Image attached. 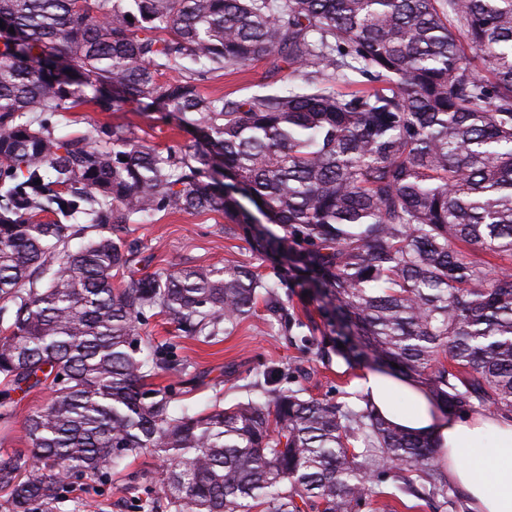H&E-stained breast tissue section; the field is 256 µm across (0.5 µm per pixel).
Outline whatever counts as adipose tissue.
Here are the masks:
<instances>
[{
	"label": "adipose tissue",
	"mask_w": 512,
	"mask_h": 512,
	"mask_svg": "<svg viewBox=\"0 0 512 512\" xmlns=\"http://www.w3.org/2000/svg\"><path fill=\"white\" fill-rule=\"evenodd\" d=\"M360 385L386 421L436 442L438 462L468 512H512V419L479 409L441 419L425 390L398 374L370 371Z\"/></svg>",
	"instance_id": "adipose-tissue-1"
}]
</instances>
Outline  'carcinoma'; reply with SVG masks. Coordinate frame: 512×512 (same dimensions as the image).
I'll use <instances>...</instances> for the list:
<instances>
[{"label":"carcinoma","instance_id":"obj_1","mask_svg":"<svg viewBox=\"0 0 512 512\" xmlns=\"http://www.w3.org/2000/svg\"><path fill=\"white\" fill-rule=\"evenodd\" d=\"M268 57L288 64L280 86L201 93ZM85 102H134L198 144L159 150L112 123L58 135ZM162 211L219 212L262 253L293 255L347 361L395 363L448 411L512 418V0H0V419L8 390L50 382L21 419L27 451L0 455L5 510L56 512L62 477L146 452L170 461L151 512H358L385 474L448 504L428 439L281 388L276 368L265 401L199 413L144 390L183 371L140 336L145 310L210 338L282 286L218 263L118 288L131 245L70 248L76 224ZM271 311L313 345L312 321Z\"/></svg>","mask_w":512,"mask_h":512}]
</instances>
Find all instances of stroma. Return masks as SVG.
<instances>
[{
	"label": "stroma",
	"mask_w": 512,
	"mask_h": 512,
	"mask_svg": "<svg viewBox=\"0 0 512 512\" xmlns=\"http://www.w3.org/2000/svg\"><path fill=\"white\" fill-rule=\"evenodd\" d=\"M288 74L286 64L269 58L239 72L215 73L202 90L208 95L224 93L242 97L258 84H282ZM104 121L126 125L134 136L158 149L194 142L193 135L177 121L157 112L137 111L131 104L118 112H97L86 106L76 108L66 113L58 132L81 135ZM111 235L136 243L141 257L130 270L114 277L115 285L123 286L130 279L180 267L237 261L268 280L286 275L290 306L300 316L311 317L322 335L330 333L323 317L326 301L311 287L306 275L281 259L259 254L244 235L226 234L220 213L162 212L151 223L118 227L112 229ZM137 326L144 339L185 363L182 375L175 377L160 372L153 376L152 383L157 388L172 389L178 404L193 412L203 410L217 399L229 406L246 398L253 384L260 381L264 367L271 364L284 372L282 387L300 388L306 397L333 402L344 401L346 394L358 392V379L370 369L364 361L350 364L336 355L324 360L317 349H301L290 341L276 321L270 320L261 302L231 334L214 338L182 335L157 308L146 311ZM48 397L49 389L44 385L13 393L17 416L0 420V453L26 450L19 417L44 405ZM163 469L161 458L145 454L130 460L128 465L113 472L111 478L73 479L57 504V512H136V500L142 491L158 490Z\"/></svg>",
	"instance_id": "1"
}]
</instances>
